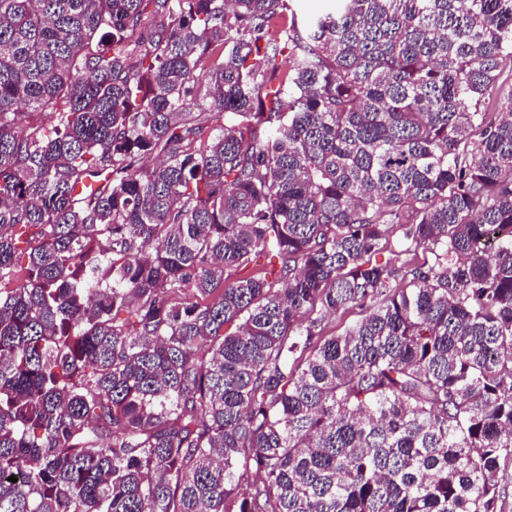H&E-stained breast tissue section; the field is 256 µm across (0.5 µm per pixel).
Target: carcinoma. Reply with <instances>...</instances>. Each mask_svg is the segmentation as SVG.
Here are the masks:
<instances>
[{"label": "carcinoma", "mask_w": 512, "mask_h": 512, "mask_svg": "<svg viewBox=\"0 0 512 512\" xmlns=\"http://www.w3.org/2000/svg\"><path fill=\"white\" fill-rule=\"evenodd\" d=\"M334 2L0 0V512H503L512 0Z\"/></svg>", "instance_id": "obj_1"}]
</instances>
